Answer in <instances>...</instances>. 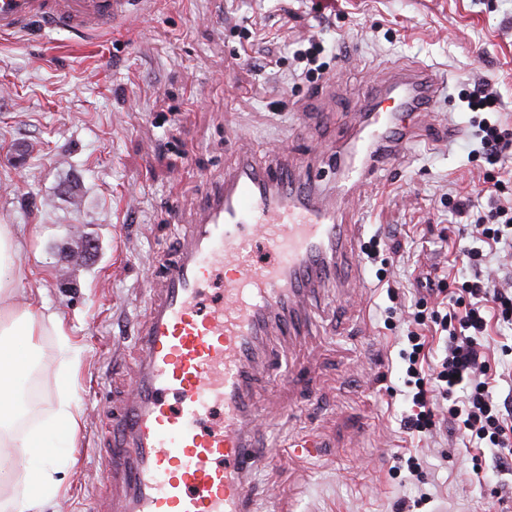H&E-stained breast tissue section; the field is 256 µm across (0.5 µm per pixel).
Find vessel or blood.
Listing matches in <instances>:
<instances>
[{
    "label": "vessel or blood",
    "mask_w": 512,
    "mask_h": 512,
    "mask_svg": "<svg viewBox=\"0 0 512 512\" xmlns=\"http://www.w3.org/2000/svg\"><path fill=\"white\" fill-rule=\"evenodd\" d=\"M134 0H0V35L41 22L93 33L125 17ZM425 68L385 72L373 87L336 177L317 176L280 154L241 155L216 181L196 220L149 291L137 332L135 383L103 426L112 459L103 484L113 512H252L250 477L273 457L259 443L260 379L293 386L294 373L266 346L269 335L311 331L307 307L327 279L361 282L364 227L352 205L412 139L413 115L433 99ZM314 434L290 443L296 458L321 456Z\"/></svg>",
    "instance_id": "1"
}]
</instances>
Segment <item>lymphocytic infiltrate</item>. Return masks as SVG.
I'll use <instances>...</instances> for the list:
<instances>
[{
  "instance_id": "f902f5d3",
  "label": "lymphocytic infiltrate",
  "mask_w": 512,
  "mask_h": 512,
  "mask_svg": "<svg viewBox=\"0 0 512 512\" xmlns=\"http://www.w3.org/2000/svg\"><path fill=\"white\" fill-rule=\"evenodd\" d=\"M477 112L475 136L479 154L488 164L512 155V129L495 120L498 97L482 87L466 96ZM472 245L461 254L470 265L485 261L484 249L512 256V204L498 206L477 216L471 225ZM432 295L441 299V309L423 316L421 311L401 310L399 322L406 327L407 349L400 357L406 364L405 392L390 388V396H403L411 412L403 419L406 432L424 434L445 415L474 449L473 474H480L484 455H492L501 471L512 473V394L496 396L497 371L491 364L488 327L497 324L512 329V274L503 280L477 276L449 285L447 277L429 282ZM444 338L442 354L428 363L430 335Z\"/></svg>"
}]
</instances>
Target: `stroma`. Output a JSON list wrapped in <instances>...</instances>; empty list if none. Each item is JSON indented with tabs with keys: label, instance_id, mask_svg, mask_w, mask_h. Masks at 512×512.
I'll return each mask as SVG.
<instances>
[{
	"label": "stroma",
	"instance_id": "1",
	"mask_svg": "<svg viewBox=\"0 0 512 512\" xmlns=\"http://www.w3.org/2000/svg\"><path fill=\"white\" fill-rule=\"evenodd\" d=\"M311 36L336 58L310 83L293 51ZM392 66L437 78L417 137L354 203L366 237L381 240L398 297L389 299L365 263L352 297L332 283L323 289L314 336L293 346L270 337L315 382L297 396L293 417L282 409L286 389L260 386L261 440L278 459L252 478L254 512L276 498L293 512H398L423 493L427 512H512V475L489 465L483 482L471 480L458 431H403L410 405L387 392L406 378L402 330L386 314L392 302L416 300L431 313L435 299L421 287L430 266L464 271L456 246L469 238L448 198L497 169L475 151L463 95L486 86L512 128V0H144L99 35L36 23L0 38V225H22L18 262L27 272L0 307L47 306L81 348L71 363L48 324L25 344L41 374L34 428H46L63 399L82 414L76 462L56 467L48 512L102 506L110 466L102 417L134 379L114 365L112 349L135 358V328L149 308L143 281L175 248L209 182L241 154L274 149L333 180L328 155L351 138L368 91ZM76 233L88 243L78 261L68 251ZM307 433L325 440L323 458L289 456L288 442ZM402 456L420 459L422 477Z\"/></svg>",
	"mask_w": 512,
	"mask_h": 512
}]
</instances>
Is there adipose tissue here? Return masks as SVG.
Returning <instances> with one entry per match:
<instances>
[{
  "instance_id": "1",
  "label": "adipose tissue",
  "mask_w": 512,
  "mask_h": 512,
  "mask_svg": "<svg viewBox=\"0 0 512 512\" xmlns=\"http://www.w3.org/2000/svg\"><path fill=\"white\" fill-rule=\"evenodd\" d=\"M25 233L19 225H0V294L17 288L23 274L14 258L23 249ZM28 363L14 345L0 338V446L14 448L24 463L26 489L20 497L0 502V512H42L44 499L55 492L51 470L56 461L70 457L81 415L68 400H61L51 426L41 433H28V415L17 399L22 369Z\"/></svg>"
}]
</instances>
